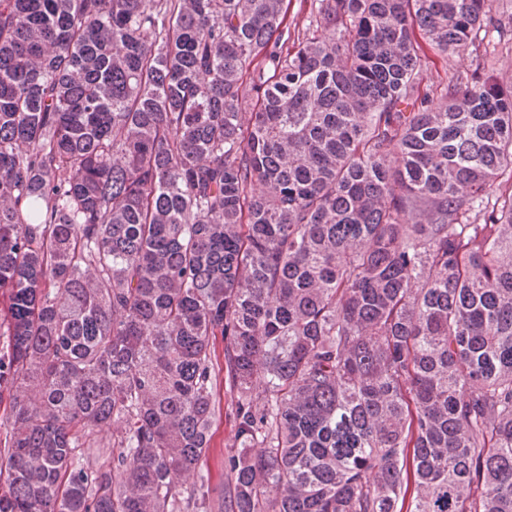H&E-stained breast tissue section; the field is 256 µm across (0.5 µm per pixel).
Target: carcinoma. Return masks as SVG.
<instances>
[{
  "label": "carcinoma",
  "mask_w": 512,
  "mask_h": 512,
  "mask_svg": "<svg viewBox=\"0 0 512 512\" xmlns=\"http://www.w3.org/2000/svg\"><path fill=\"white\" fill-rule=\"evenodd\" d=\"M290 5L0 0V512H512V20ZM479 38L482 39L480 52L476 54L473 48H468L449 56L448 69L466 75L476 68L479 58L486 54L484 58L491 64L498 82L503 86H512V32L500 40L490 27L486 28V32L482 30ZM428 55L433 62L430 61L427 68L422 72V84L424 86H431L434 89V103H437L445 84V73L439 58L432 52L428 53ZM217 406L220 408V415L217 416L213 425L212 448L203 457L198 476L191 478L186 486L188 492L192 491L193 484L197 481L199 485L202 477L209 486V495L214 498H220L224 495V451L231 443L234 435V424L231 415L232 397L229 391L218 387L216 392Z\"/></svg>",
  "instance_id": "cac0c4a2"
}]
</instances>
